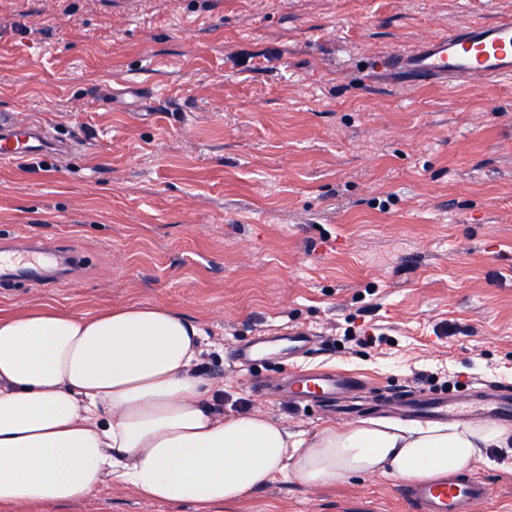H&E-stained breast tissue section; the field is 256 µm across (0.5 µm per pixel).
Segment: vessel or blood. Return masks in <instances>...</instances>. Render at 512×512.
<instances>
[{
    "mask_svg": "<svg viewBox=\"0 0 512 512\" xmlns=\"http://www.w3.org/2000/svg\"><path fill=\"white\" fill-rule=\"evenodd\" d=\"M383 72L418 84L452 83L479 78L497 81L512 77V18L503 16L489 23L469 24L453 33L421 40L412 50L376 60ZM50 139L44 125L19 123L13 113H0V162L11 163L62 152ZM59 253L40 240H33L24 258L0 254V282L23 281L43 286L45 266L58 261ZM309 331L292 330L286 337L257 336L236 346L233 359L244 368L280 350L303 356L312 350ZM361 381L339 370L297 371L278 385V393L298 406L325 407L359 388ZM403 416L427 420L459 418L478 412L487 419L512 422V389L494 386L471 390L461 399L444 391L412 388L400 396ZM398 495L408 512H475L490 495L488 483L471 473L405 483Z\"/></svg>",
    "mask_w": 512,
    "mask_h": 512,
    "instance_id": "obj_1",
    "label": "vessel or blood"
}]
</instances>
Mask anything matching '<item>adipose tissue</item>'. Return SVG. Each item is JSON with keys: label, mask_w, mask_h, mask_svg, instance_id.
Here are the masks:
<instances>
[{"label": "adipose tissue", "mask_w": 512, "mask_h": 512, "mask_svg": "<svg viewBox=\"0 0 512 512\" xmlns=\"http://www.w3.org/2000/svg\"><path fill=\"white\" fill-rule=\"evenodd\" d=\"M200 324L162 304L0 313V512L72 504L111 484L141 500L222 512L279 475H446L511 448L486 421L368 419L313 434L259 413L216 415L196 367Z\"/></svg>", "instance_id": "obj_1"}]
</instances>
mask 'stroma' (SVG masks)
Here are the masks:
<instances>
[{
    "label": "stroma",
    "mask_w": 512,
    "mask_h": 512,
    "mask_svg": "<svg viewBox=\"0 0 512 512\" xmlns=\"http://www.w3.org/2000/svg\"><path fill=\"white\" fill-rule=\"evenodd\" d=\"M503 15L512 0H0V111L75 145L0 163V242L77 258L51 284L0 287V311L178 309L208 336L217 412L308 434L341 420L255 396L239 341L317 336L262 365L270 380L339 366L369 392L512 384V78L406 87L370 68ZM472 470L491 489L478 512H512V457ZM398 488L280 475L223 512H406ZM36 512L201 510L115 484Z\"/></svg>",
    "instance_id": "stroma-1"
}]
</instances>
